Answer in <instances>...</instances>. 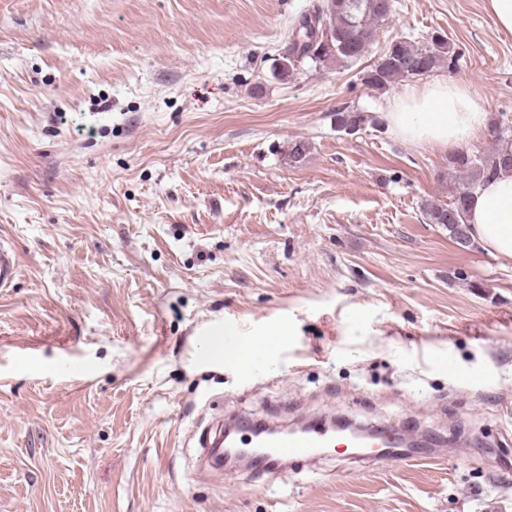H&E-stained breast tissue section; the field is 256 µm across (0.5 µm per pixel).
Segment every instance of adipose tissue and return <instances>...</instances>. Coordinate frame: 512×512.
I'll list each match as a JSON object with an SVG mask.
<instances>
[{"mask_svg":"<svg viewBox=\"0 0 512 512\" xmlns=\"http://www.w3.org/2000/svg\"><path fill=\"white\" fill-rule=\"evenodd\" d=\"M384 119L395 137L448 153L489 129L484 100L465 83L442 76L393 95ZM468 223L474 243L512 263V168L477 186L469 200Z\"/></svg>","mask_w":512,"mask_h":512,"instance_id":"ef3b65f1","label":"adipose tissue"}]
</instances>
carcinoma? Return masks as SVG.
Masks as SVG:
<instances>
[{
	"label": "carcinoma",
	"mask_w": 512,
	"mask_h": 512,
	"mask_svg": "<svg viewBox=\"0 0 512 512\" xmlns=\"http://www.w3.org/2000/svg\"><path fill=\"white\" fill-rule=\"evenodd\" d=\"M383 3L384 0H319L293 22L288 45L281 55L282 63L277 66L279 76L283 79L290 76L297 58L317 67L360 61L373 31L393 14L391 7L395 3H389L385 9ZM461 58L460 48L439 34L431 35L420 47L407 39L393 41L380 61L364 72L362 81L372 89L385 92L405 78L424 76L445 65L452 70L458 67ZM335 120L336 131L342 133L348 127L359 132L368 125L384 126L380 115L357 109H339ZM448 166L461 179L453 201L428 202L424 205V215L427 223L447 227L449 235L456 239L458 226L468 227L467 201L471 191L479 182L495 176L500 168L512 167V140L501 130L492 150L455 153L449 156Z\"/></svg>",
	"instance_id": "1"
}]
</instances>
